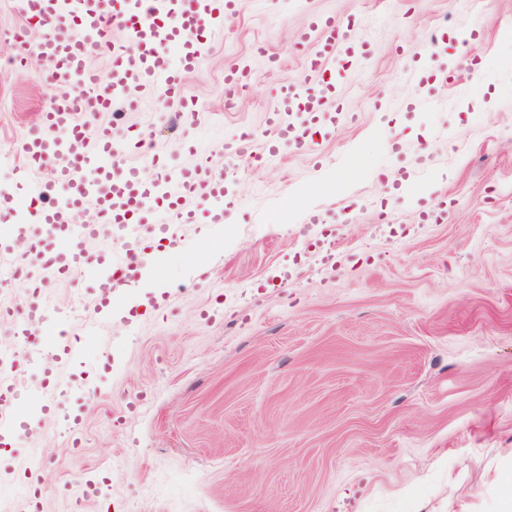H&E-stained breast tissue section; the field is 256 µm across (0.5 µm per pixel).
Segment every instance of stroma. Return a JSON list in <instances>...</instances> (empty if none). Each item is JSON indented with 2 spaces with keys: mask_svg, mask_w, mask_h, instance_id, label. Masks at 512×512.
<instances>
[{
  "mask_svg": "<svg viewBox=\"0 0 512 512\" xmlns=\"http://www.w3.org/2000/svg\"><path fill=\"white\" fill-rule=\"evenodd\" d=\"M315 14L358 17L371 45L337 86L346 120L316 150L225 156L242 134L269 138L279 79L307 74L297 36ZM431 33L456 87L429 78ZM18 35L37 37L0 0V195L21 196L33 187L18 146L48 94L45 62L12 63ZM230 64L250 87L228 110ZM432 94L439 108L409 110ZM184 95L193 127L158 98L123 124L176 165L209 155L245 206L224 228L190 226L191 253L155 256L164 281L135 293L161 310L133 329L115 314L89 341L112 368L81 447L30 407L40 367L0 320L35 430L11 451L41 449L42 512H99L69 493L80 476L108 484L112 512H494L512 471V0H239ZM440 199L447 223H420ZM312 215L335 227V269L301 250ZM285 266L293 280L273 282ZM83 286H47L45 332L59 312L91 313L92 296L75 303Z\"/></svg>",
  "mask_w": 512,
  "mask_h": 512,
  "instance_id": "35a3bbf8",
  "label": "stroma"
}]
</instances>
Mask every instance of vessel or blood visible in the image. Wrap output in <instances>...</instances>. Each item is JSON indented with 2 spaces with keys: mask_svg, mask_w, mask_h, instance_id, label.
Listing matches in <instances>:
<instances>
[{
  "mask_svg": "<svg viewBox=\"0 0 512 512\" xmlns=\"http://www.w3.org/2000/svg\"><path fill=\"white\" fill-rule=\"evenodd\" d=\"M18 5L26 18L39 19L47 28V35L26 50L50 64L43 74L49 100L42 121L20 142L21 174L49 180L52 195L39 209L49 235L37 238L32 259L13 247L16 240L35 238L31 226L11 223L16 201L0 196V271L37 286L33 300L24 305H1L0 317L13 319L19 335L28 337L47 318L51 298L46 284L74 271L93 288L96 308L83 333L70 328L31 349L35 355L46 349L52 353L51 362L42 366L43 389L34 393L33 403L43 414L60 416L77 447L83 408L98 388L73 389L59 381L57 372L86 361L82 336L111 315L115 283L134 278L141 256L186 250L183 226L223 225L241 204L209 156H198L190 167L170 164L158 154L146 156L153 171L147 178L126 161L129 152L141 149V135L130 129L118 134L92 120L102 112L128 109L136 88L149 96L181 99L184 74L198 68L236 0H18ZM116 30L122 42L113 40ZM301 37L315 41L307 66L321 79L285 77L278 82L276 110L267 120L272 136L262 146L268 161L282 147L312 148L327 136L336 123L330 103L339 73L359 69L369 59L365 44L342 18H313ZM98 51L110 57L103 76L89 64ZM90 202L98 215L93 224L80 219ZM21 393L15 357L0 350V443L32 433L16 413Z\"/></svg>",
  "mask_w": 512,
  "mask_h": 512,
  "instance_id": "obj_1",
  "label": "vessel or blood"
}]
</instances>
